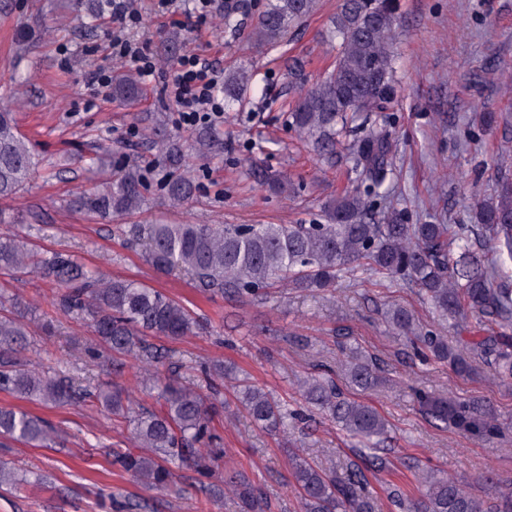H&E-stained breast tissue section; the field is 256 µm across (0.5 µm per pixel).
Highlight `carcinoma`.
Masks as SVG:
<instances>
[{"instance_id": "carcinoma-1", "label": "carcinoma", "mask_w": 512, "mask_h": 512, "mask_svg": "<svg viewBox=\"0 0 512 512\" xmlns=\"http://www.w3.org/2000/svg\"><path fill=\"white\" fill-rule=\"evenodd\" d=\"M318 0H266L252 28L253 43L277 49L288 34L317 10ZM400 24L397 0H338L329 19L327 42L336 49L327 72L309 82L303 65L286 62L288 76L298 85L289 112V126L321 161L334 166L339 150L354 140L357 184L322 203L324 223L313 224H137L132 238L145 247V261L154 269L185 273L196 284L231 301H259L272 288L320 291L335 287L343 272L363 270L391 281H403L439 317L465 325L477 335L464 349L448 346V337L415 323L404 307L386 310L390 328L412 344L420 343L437 361L468 375L483 360L503 384L512 382V176L497 171L494 195L477 202L471 224H411L404 210H377L386 200L380 187L393 175L392 144L383 130L384 104L396 93L395 40ZM254 73L240 68L224 75V104L243 102ZM142 96L137 77L126 71L112 74V99L136 106ZM155 141L161 161L162 185L174 206L189 198V147L168 134ZM38 159L28 139L17 129L10 112H0V199L16 195L31 180ZM253 182L283 193L288 177L251 168ZM144 174L121 169L98 189L91 204L100 212L130 213L140 208ZM488 244L490 252L477 246ZM0 271L11 275L36 271L52 276L66 288L60 306L91 321L96 343L80 348L91 360L112 356V370L135 369L141 359L163 362L152 338L179 339L201 328L200 318L187 306L145 284L110 279L86 269L68 254L40 256L30 243L16 236H0ZM30 326L24 312L0 315V390L17 397L56 406L81 400L88 392L54 368H32L9 355L26 344ZM352 385L368 388L383 379L384 370L371 356L353 351L345 364ZM234 368L214 363L206 371L209 395L175 378L155 376L161 408L132 419L134 438L141 448L112 449L113 461L146 488L171 485L175 466H189L204 478L224 474L239 512H270L261 484L246 473L224 468V449L211 432L210 413L221 405L224 382L232 389L253 423L267 433L288 434L289 420L303 417L276 393L248 379L233 377ZM132 389L102 384L94 398L113 415L131 410ZM305 410L336 424L355 441L358 461L343 477L333 469L296 452L289 461L303 512H378L369 491V475L386 465L389 421L372 405L343 393L331 376L310 374L300 382ZM419 411L435 426L464 431L492 442L504 427L489 403L478 399H448L428 390L414 391ZM0 438L41 447L54 443L52 427L43 419L14 408H0ZM12 463L0 460V486L20 488ZM423 490L407 499L395 493L392 503L402 512H512V486L493 507L472 495L462 481L433 469L420 475Z\"/></svg>"}]
</instances>
